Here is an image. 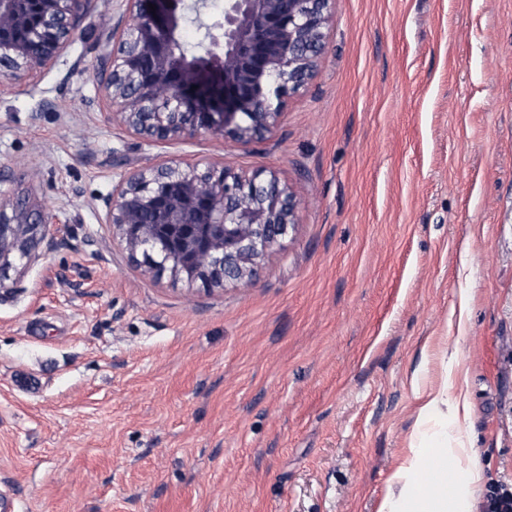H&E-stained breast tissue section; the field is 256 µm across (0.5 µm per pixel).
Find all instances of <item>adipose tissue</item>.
<instances>
[{
    "mask_svg": "<svg viewBox=\"0 0 512 512\" xmlns=\"http://www.w3.org/2000/svg\"><path fill=\"white\" fill-rule=\"evenodd\" d=\"M397 497L383 503L382 512H468L471 490L457 488L452 495L430 497L420 490V474L416 457H409L394 475Z\"/></svg>",
    "mask_w": 512,
    "mask_h": 512,
    "instance_id": "obj_1",
    "label": "adipose tissue"
}]
</instances>
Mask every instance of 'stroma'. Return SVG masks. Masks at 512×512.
Masks as SVG:
<instances>
[{
  "mask_svg": "<svg viewBox=\"0 0 512 512\" xmlns=\"http://www.w3.org/2000/svg\"><path fill=\"white\" fill-rule=\"evenodd\" d=\"M87 41L0 85V166L65 246L0 288V493L26 512H379L424 394L512 480V0H335L316 77L247 145L113 122ZM266 169L297 222L246 284L156 276L102 196ZM448 404L453 410L454 416L456 419L458 418V410L460 407V402L458 400H453L450 402L448 400V388L444 386L443 388L437 391H431L427 394L426 401L423 405L420 406L417 412L416 425L418 427H422L428 424L431 418L436 414H441L445 418L446 423V435H447V427H448ZM445 408V411H443Z\"/></svg>",
  "mask_w": 512,
  "mask_h": 512,
  "instance_id": "35a3bbf8",
  "label": "stroma"
}]
</instances>
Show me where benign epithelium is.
<instances>
[{"label": "benign epithelium", "mask_w": 512, "mask_h": 512, "mask_svg": "<svg viewBox=\"0 0 512 512\" xmlns=\"http://www.w3.org/2000/svg\"><path fill=\"white\" fill-rule=\"evenodd\" d=\"M95 0H0V77L30 78L86 39ZM124 23L92 47L112 120L144 141L222 137L247 145L271 133L288 99L317 74L334 0H225L222 36L179 49L208 0H125ZM156 5L152 11L149 4ZM0 167V288L65 244L47 207L4 188ZM112 241L133 262L193 284L247 283L296 223L298 202L273 171L177 161L132 169L101 198Z\"/></svg>", "instance_id": "7a95c632"}]
</instances>
